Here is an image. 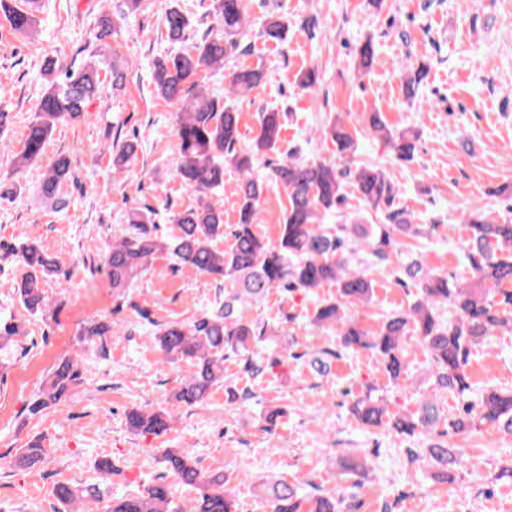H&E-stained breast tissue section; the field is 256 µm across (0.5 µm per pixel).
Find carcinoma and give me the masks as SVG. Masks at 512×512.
Wrapping results in <instances>:
<instances>
[{
  "label": "carcinoma",
  "instance_id": "cac0c4a2",
  "mask_svg": "<svg viewBox=\"0 0 512 512\" xmlns=\"http://www.w3.org/2000/svg\"><path fill=\"white\" fill-rule=\"evenodd\" d=\"M12 28L20 34L32 31L37 20L31 7L2 4ZM163 27L166 39L173 44L188 40L191 21L173 4L167 9ZM288 20L271 16L264 24L262 36L276 45L288 41ZM245 0H219L214 15V31L181 52L153 63V85L157 96L180 105L176 135L179 145L177 174L183 186L194 193L197 204L171 215L176 224L173 235L158 234L151 216L135 210L128 218L127 229L112 243L107 268L112 288L122 294L148 269L153 258L165 254L179 269L224 284V296L191 322L168 321L156 325L154 336L164 359L190 363L192 373L181 380L166 405L156 409L134 407L126 415L130 432L160 436L169 432L180 409L203 403L213 387L224 383L226 354L250 351L264 341L266 330L258 322L241 316L240 308L249 301H259L272 288L284 291L312 290L325 284L339 285V296L325 302L314 314L311 324L334 328L340 336V348L365 349L381 360L389 378L399 383L406 374L402 339L417 336L430 357L429 377L435 395L421 401L415 413L390 414L380 398L370 394L356 400L353 412L364 428L381 427L401 435L421 436L426 440L421 451L409 450V460L444 479L461 465L469 463L466 449L451 446L431 437L439 422L442 434L472 433L489 429L512 435V389L489 388L473 402L468 401L473 384L468 370L471 349L499 331H512V223L494 224L480 209L466 213L461 223L467 225L465 252L473 280L469 283L449 281L446 274L428 270L418 256L409 253L402 263L404 272L418 288L419 299L407 311H396L384 319L375 334L363 329L348 314L352 304L369 301L373 292L369 270L386 267L399 258L404 238L423 234L413 223L411 213L394 208L399 188L383 169L362 164L340 170L321 160L305 161L292 156L269 166L260 177L255 165L277 148L282 125L279 113L260 114L259 130L244 151L236 150L241 133L240 116L232 98L246 96L263 85V71L240 68L228 77L224 93L208 90L200 79L206 69L220 68L224 61L247 50ZM376 55L375 43L368 39L357 49V70L368 73ZM396 68L403 78L407 98L417 94L423 67H414L401 59ZM47 86L38 100L34 117L26 127L21 149L14 153L15 170L22 172L40 158L58 124L83 116L104 82L112 91L126 84V64L112 52V62L91 59L74 70H60L49 64L45 70ZM319 83L318 70L301 69L295 84L303 91ZM370 133L390 146L399 160L413 157L417 139L411 130L389 129L381 112L368 116ZM327 134L336 145V153L349 157L357 143L345 126L336 120L329 123ZM139 143L134 138H115L107 151L112 163L123 164L134 156ZM234 167L240 173L237 185L238 221L232 225V244L224 251L215 242L224 237V210L206 198L224 187V169ZM71 162L59 157L45 174L40 192L46 199L58 200L62 183L70 180ZM279 184L287 191L288 207L275 243L257 230L258 214L267 182ZM350 183L364 208L382 217L381 224H348L344 234L329 231L323 216L344 198L345 183ZM12 265L19 273L18 299L31 316H44L50 307L44 284L55 277L64 286L69 272L59 260L37 242L27 240L6 247ZM448 308V321L439 318L441 308ZM117 337L116 322L91 320L78 334V343L94 346L104 336ZM26 336L24 325L13 317L0 316V351L22 348ZM272 363L262 358H244L246 373L260 377ZM83 372L71 358L61 360L46 375L40 388L27 404L31 416L67 397L72 387L82 383ZM451 394L459 405L450 419L442 420L439 400ZM47 451L35 441L22 450L16 464L37 471L45 463ZM173 482L152 483L143 490L112 500L108 512H176L171 508L174 489L186 487L196 492L192 512H230L229 493L224 489V471L206 472L182 448H164L160 454ZM347 474L363 479L371 471L368 458L340 456ZM99 483L85 487L58 483L54 495L62 512H97L101 487L112 483L115 466L99 458L95 462ZM263 499L268 512H340L343 500L316 492L304 494L301 487L283 482L264 486Z\"/></svg>",
  "mask_w": 512,
  "mask_h": 512
}]
</instances>
